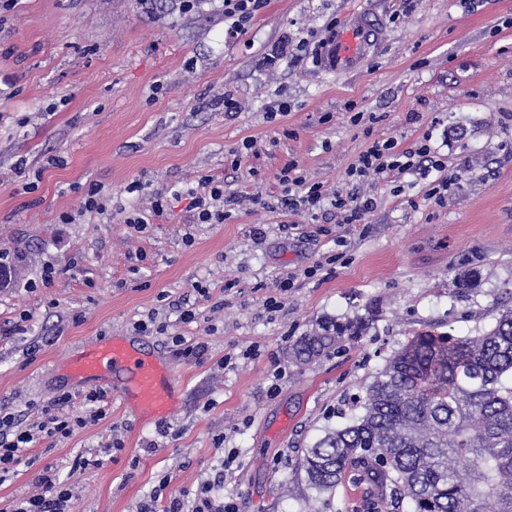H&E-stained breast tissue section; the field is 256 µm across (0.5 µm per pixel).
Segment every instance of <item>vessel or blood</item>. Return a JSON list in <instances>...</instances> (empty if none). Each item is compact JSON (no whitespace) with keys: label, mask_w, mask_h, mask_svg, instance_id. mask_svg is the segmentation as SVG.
<instances>
[{"label":"vessel or blood","mask_w":512,"mask_h":512,"mask_svg":"<svg viewBox=\"0 0 512 512\" xmlns=\"http://www.w3.org/2000/svg\"><path fill=\"white\" fill-rule=\"evenodd\" d=\"M380 36L376 17L363 11L352 13L342 30L322 44L319 58L323 71L339 76L355 71ZM75 372L86 382L113 376L115 401L123 407L135 406L146 416H164L176 402L172 370L123 338L88 345L76 357Z\"/></svg>","instance_id":"1"}]
</instances>
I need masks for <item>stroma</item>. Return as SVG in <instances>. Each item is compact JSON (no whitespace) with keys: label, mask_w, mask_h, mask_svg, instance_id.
Wrapping results in <instances>:
<instances>
[{"label":"stroma","mask_w":512,"mask_h":512,"mask_svg":"<svg viewBox=\"0 0 512 512\" xmlns=\"http://www.w3.org/2000/svg\"><path fill=\"white\" fill-rule=\"evenodd\" d=\"M354 11L378 17V45L352 73L324 74L302 47ZM228 98L239 109L225 110ZM282 104L287 116L269 121ZM427 131L448 162L443 203L416 174L348 178L373 142L405 149ZM290 162L374 209L358 224L329 206L284 211L277 175ZM205 175L244 198L224 223H197L181 196ZM93 183L126 209L158 196L165 209L142 229L118 213L61 223ZM340 238L344 259L323 265ZM0 264L12 271L0 288V409L24 427L63 394L80 409L91 386L70 359L104 338L139 337L179 389L167 417L149 418L101 385L105 417L39 441L0 480V512L48 465L73 479V512H137L165 474L189 503L208 481L239 512H371L353 478L310 488L302 450L346 422L418 333L483 334L512 306V0H265L234 35L224 0L189 11L183 0H18L0 12ZM472 269L478 285L456 288ZM289 274L294 288L276 292ZM182 300L197 313L188 325ZM360 316L357 340L290 360L319 324ZM141 320L154 331L137 333ZM175 333L204 343L202 358L176 356ZM90 452L103 465L71 472Z\"/></svg>","instance_id":"1"}]
</instances>
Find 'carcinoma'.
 I'll return each instance as SVG.
<instances>
[{"label": "carcinoma", "instance_id": "obj_1", "mask_svg": "<svg viewBox=\"0 0 512 512\" xmlns=\"http://www.w3.org/2000/svg\"><path fill=\"white\" fill-rule=\"evenodd\" d=\"M320 325L289 348L307 363L365 329ZM308 485L350 473L403 512H512V307L479 336L420 333L392 352L359 411L305 449Z\"/></svg>", "mask_w": 512, "mask_h": 512}]
</instances>
